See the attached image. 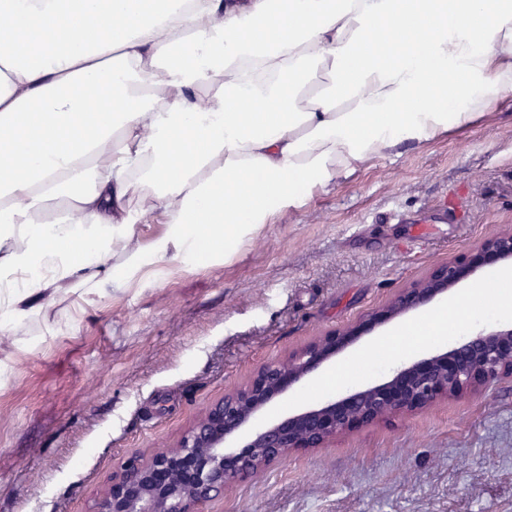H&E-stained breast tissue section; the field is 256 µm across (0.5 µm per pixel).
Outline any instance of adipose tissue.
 I'll return each instance as SVG.
<instances>
[{"mask_svg": "<svg viewBox=\"0 0 512 512\" xmlns=\"http://www.w3.org/2000/svg\"><path fill=\"white\" fill-rule=\"evenodd\" d=\"M511 92L512 0H0V333L226 258ZM487 300L512 269L403 333Z\"/></svg>", "mask_w": 512, "mask_h": 512, "instance_id": "ef3b65f1", "label": "adipose tissue"}]
</instances>
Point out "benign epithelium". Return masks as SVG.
<instances>
[{
  "instance_id": "obj_1",
  "label": "benign epithelium",
  "mask_w": 512,
  "mask_h": 512,
  "mask_svg": "<svg viewBox=\"0 0 512 512\" xmlns=\"http://www.w3.org/2000/svg\"><path fill=\"white\" fill-rule=\"evenodd\" d=\"M506 261L512 262V229L433 268L359 321L260 366L240 388L211 403L171 447L122 461L92 512H203L225 486L292 451L320 448L346 431L512 377V327L481 330L443 353L397 367L382 383L256 424L268 406L356 338L427 306L477 270Z\"/></svg>"
}]
</instances>
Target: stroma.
<instances>
[{
	"instance_id": "stroma-1",
	"label": "stroma",
	"mask_w": 512,
	"mask_h": 512,
	"mask_svg": "<svg viewBox=\"0 0 512 512\" xmlns=\"http://www.w3.org/2000/svg\"><path fill=\"white\" fill-rule=\"evenodd\" d=\"M512 228V95L471 127L403 147L219 264L77 295L59 317L0 335V512H91L117 465L168 447L260 365L354 323L432 268ZM408 313L361 337L263 418L385 381L469 330L512 324L482 307L468 327L394 354ZM205 512H512V377L290 452L225 487Z\"/></svg>"
}]
</instances>
